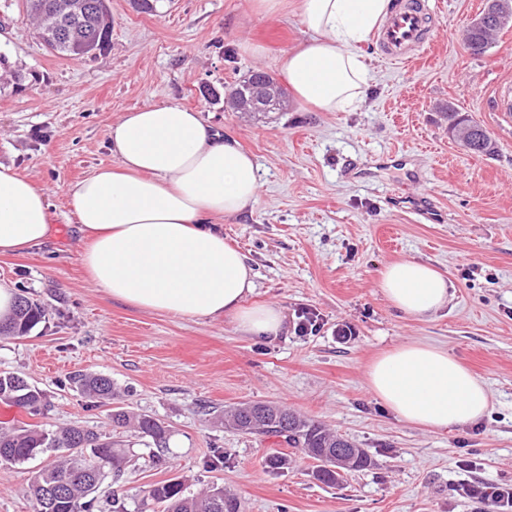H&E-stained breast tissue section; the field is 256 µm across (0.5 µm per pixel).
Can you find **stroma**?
I'll use <instances>...</instances> for the list:
<instances>
[{"label":"stroma","mask_w":512,"mask_h":512,"mask_svg":"<svg viewBox=\"0 0 512 512\" xmlns=\"http://www.w3.org/2000/svg\"><path fill=\"white\" fill-rule=\"evenodd\" d=\"M435 32L424 57L398 63L374 40L361 49L371 88L355 112H235L224 89L248 71L280 78L285 52L308 39L295 4L278 17L254 0H165L159 12L110 0L112 35L95 58L51 53L23 0H0V54L19 83L0 81V164L48 194L52 236L27 254L0 256V284L45 306L27 336L0 339V372L25 376L49 406L30 416L0 402V423L82 426L126 449L120 476L98 490L142 506L150 485L177 478L187 493L223 485L240 512H489L459 495L464 483L512 484V118L494 112L497 80L512 78V27L471 56L459 33L486 0H427ZM261 46L255 57L244 44ZM176 102L236 139L259 164L252 210L221 219L226 240L252 262L256 303L280 305L289 331L246 337L224 319L190 320L140 311L95 288L81 266L69 191L113 164L107 133L126 112ZM480 122L497 150L476 156L449 139L438 105ZM404 156V165L388 163ZM426 195L436 218L406 201ZM428 262L453 283L448 307L426 322L401 317L377 286L387 263ZM316 331H297L302 312ZM350 325L352 335H338ZM421 341L447 349L491 391L480 423L428 431L400 422L367 390L365 369L382 352ZM112 381L113 405L91 406L70 373ZM276 403L363 448L372 464L336 484L318 481L315 460L275 436L224 425L241 403ZM148 414L170 433L156 465L148 438L112 425L113 406ZM285 458L280 470L270 457ZM39 457L0 464V512H32Z\"/></svg>","instance_id":"1"}]
</instances>
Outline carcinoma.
I'll list each match as a JSON object with an SVG mask.
<instances>
[{"instance_id": "1", "label": "carcinoma", "mask_w": 512, "mask_h": 512, "mask_svg": "<svg viewBox=\"0 0 512 512\" xmlns=\"http://www.w3.org/2000/svg\"><path fill=\"white\" fill-rule=\"evenodd\" d=\"M99 8L69 28L66 41L51 46L57 55L72 59L92 58L103 52L112 32L111 10L102 6L103 0H94ZM263 71H254L234 85L229 98L249 93L261 78ZM448 137L456 130H471L469 151L477 155H491L495 143L489 132L468 115L458 110L445 113ZM45 308L26 296L18 298L12 314L0 321V335L21 338L28 335L43 319ZM69 380L88 397L98 403L112 401V380L103 375L75 373ZM0 401L41 414L47 406L46 395L38 386L24 377L0 373ZM112 423L129 428L151 439L157 449V462H163L167 450L169 430L158 419L148 414H135L118 408L112 411ZM224 425L243 434H267L282 437L288 445L302 448L319 462L315 478L334 485L341 477L336 470V449L352 448L354 444L335 432L309 421L301 415L280 406L266 403L242 404L224 414ZM66 450L53 462L34 472L30 478L29 494L32 512H100L97 491L108 472L119 473L125 462V453L101 434L78 426L49 430L37 425L0 426V463L23 465L41 455ZM146 499L166 504L167 512H237L236 498L213 484L196 495L185 494L184 484L177 479L157 483L147 491Z\"/></svg>"}]
</instances>
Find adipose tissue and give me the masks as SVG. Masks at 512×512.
<instances>
[{"label": "adipose tissue", "instance_id": "adipose-tissue-1", "mask_svg": "<svg viewBox=\"0 0 512 512\" xmlns=\"http://www.w3.org/2000/svg\"><path fill=\"white\" fill-rule=\"evenodd\" d=\"M393 0H297L310 37L283 57L293 100L318 112H355L371 76L360 46L382 25ZM115 165H102L70 191L91 282L114 300L192 320L229 319L245 336L275 338L286 316L275 304L247 305L255 290L246 255L224 239L216 216L250 210L258 166L199 112L176 103L126 113L108 133ZM51 214L43 188L0 164V254L43 245ZM378 286L404 317L431 319L452 299V283L431 264H386ZM369 391L399 421L430 431L482 420L485 383L446 349L408 342L366 367Z\"/></svg>", "mask_w": 512, "mask_h": 512}]
</instances>
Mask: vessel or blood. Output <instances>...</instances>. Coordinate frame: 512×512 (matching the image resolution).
<instances>
[{"label": "vessel or blood", "instance_id": "1", "mask_svg": "<svg viewBox=\"0 0 512 512\" xmlns=\"http://www.w3.org/2000/svg\"><path fill=\"white\" fill-rule=\"evenodd\" d=\"M431 23L424 0H399L377 33L384 55L401 61L410 60L429 41Z\"/></svg>", "mask_w": 512, "mask_h": 512}]
</instances>
